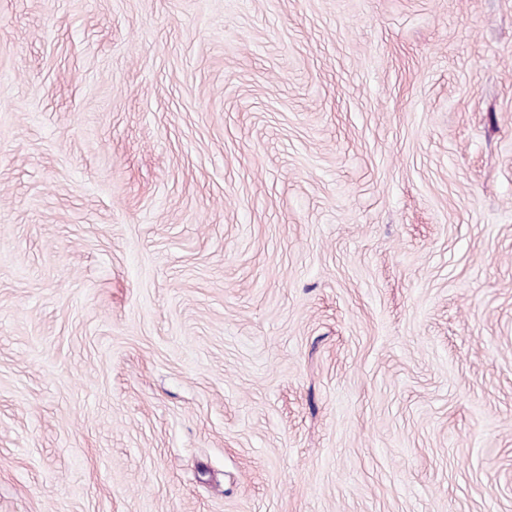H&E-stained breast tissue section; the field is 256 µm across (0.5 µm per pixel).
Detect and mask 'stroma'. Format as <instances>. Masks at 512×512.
<instances>
[{
  "instance_id": "obj_1",
  "label": "stroma",
  "mask_w": 512,
  "mask_h": 512,
  "mask_svg": "<svg viewBox=\"0 0 512 512\" xmlns=\"http://www.w3.org/2000/svg\"><path fill=\"white\" fill-rule=\"evenodd\" d=\"M0 512H512V0H0Z\"/></svg>"
}]
</instances>
